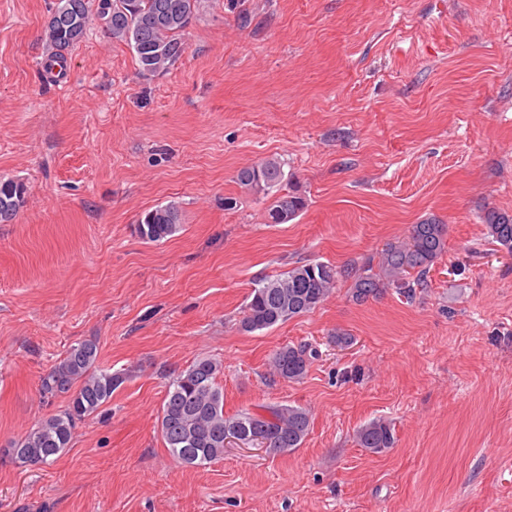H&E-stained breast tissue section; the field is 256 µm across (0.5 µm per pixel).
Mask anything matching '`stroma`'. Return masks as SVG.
I'll list each match as a JSON object with an SVG mask.
<instances>
[{"mask_svg": "<svg viewBox=\"0 0 512 512\" xmlns=\"http://www.w3.org/2000/svg\"><path fill=\"white\" fill-rule=\"evenodd\" d=\"M53 3L0 0V179L26 188L0 223V512H512V255L482 221L512 212V0H201L168 71L95 22L57 79ZM271 155L275 193L241 188ZM284 192L304 209L267 223ZM168 203L181 230L140 238ZM428 217L447 251L413 300L357 304L343 280L310 313L241 329L260 279L361 268ZM85 340L124 383L65 453L16 464L5 447L68 401L41 376ZM300 342L307 374L270 382ZM202 357L223 365L226 415L309 409L302 447L173 459L163 400ZM379 417L396 444L373 454L355 434ZM180 216V208L174 203L157 206L141 217L136 232L149 242L167 240L181 230ZM316 355L309 344L285 345L273 355L269 364L270 378L293 382L302 379Z\"/></svg>", "mask_w": 512, "mask_h": 512, "instance_id": "1", "label": "stroma"}]
</instances>
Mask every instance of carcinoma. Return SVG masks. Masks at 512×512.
<instances>
[{
  "mask_svg": "<svg viewBox=\"0 0 512 512\" xmlns=\"http://www.w3.org/2000/svg\"><path fill=\"white\" fill-rule=\"evenodd\" d=\"M199 0H56L45 23L44 40L54 54L50 61H63L65 53L81 43L97 19L109 37L131 47L142 71L169 70L184 54L183 33L192 25ZM282 161L265 157L238 171L241 186L266 192L284 180ZM25 186L0 179V222H9L25 203ZM305 208L302 197L286 192L267 210L270 224H286ZM483 222L488 234L512 255V214L490 209ZM182 229L180 208L160 205L146 212L136 225L138 235L149 242L166 240ZM447 228L433 218L412 226L406 241L388 243L379 253L377 265L361 273L337 269L324 262L300 263L275 278L259 281L245 306L241 328L261 331L321 305L342 279H352L349 297L364 303L389 288L411 299L416 289L427 287L430 267L446 252ZM98 345L85 340L71 346L41 377L45 396L69 395L66 407L42 418L37 425L5 449L18 465L45 464L69 446L78 423L96 413L112 398L124 381L123 374L97 367ZM316 355L309 344L285 345L273 355L269 376L293 382L302 379ZM223 364L215 358L193 361L173 378L166 392L160 431L171 456L189 466H205L224 457V437L257 434L269 455L292 452L309 434L312 415L301 406L266 404L260 410L224 413V393L216 379ZM359 447L383 453L394 447L392 423L376 418L356 435Z\"/></svg>",
  "mask_w": 512,
  "mask_h": 512,
  "instance_id": "carcinoma-1",
  "label": "carcinoma"
}]
</instances>
